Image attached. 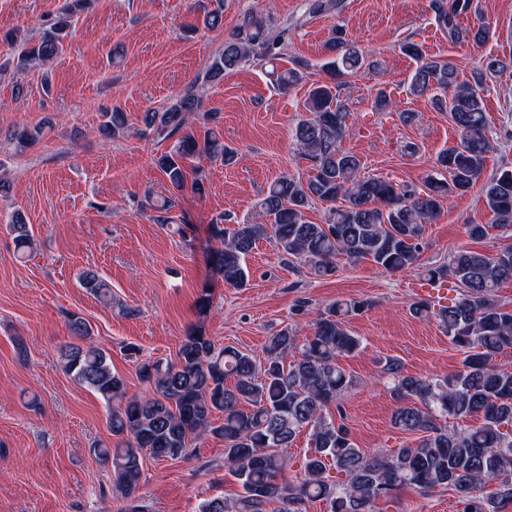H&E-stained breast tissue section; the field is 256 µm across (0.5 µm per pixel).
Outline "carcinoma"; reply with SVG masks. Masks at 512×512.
Returning a JSON list of instances; mask_svg holds the SVG:
<instances>
[{"label": "carcinoma", "mask_w": 512, "mask_h": 512, "mask_svg": "<svg viewBox=\"0 0 512 512\" xmlns=\"http://www.w3.org/2000/svg\"><path fill=\"white\" fill-rule=\"evenodd\" d=\"M92 2L63 0L36 39L18 29L7 32L0 42L9 48L16 70H42L51 64L63 52L75 18ZM469 2L434 0L435 21L457 41L480 42L489 37L488 27H458L457 18ZM287 41L288 28L276 25L271 16L244 14L202 75L164 111L143 114L138 134L174 139L172 149L156 160L172 190L185 185L186 160L203 155L228 166L237 156L217 130L219 113L205 106L210 84L251 59L271 67L269 76L281 91L306 78L309 64L304 60L293 58L291 67L278 68L276 60ZM325 50L326 78L311 85L307 116L294 131L308 177L284 175L269 185L258 202L272 217L269 224L234 222L229 216L211 224L212 237L220 242L211 253V267L228 286H246V258L263 239L273 241L287 262L302 263L322 277L336 271L339 255L369 260L392 274L417 265L425 225L437 219L449 196L465 195L478 183L487 155L496 150L482 92L487 81L512 68V58H490L471 72V80L460 82L453 63L427 56L408 38L402 52L417 63L408 93L428 94L434 107L448 112L457 144L436 157L424 195L408 184L362 175L360 157L343 146L352 114L339 92L348 78L372 69L373 63L345 38L340 25ZM99 133L123 138L131 127L115 109L104 113ZM44 134L40 125L23 126L13 130L11 141L21 152ZM483 190L495 225L511 227L512 167L500 168ZM316 200L329 204L322 224L307 220ZM142 206L154 212L155 223H174L172 200L158 205L147 194ZM8 228L17 249L33 248L34 236L21 213L12 214ZM423 275L430 282L453 280L458 295L439 307L421 299L410 311L435 320L464 358L457 372L443 378L405 376L398 359H386L382 373L398 404L394 425L418 439L409 448L380 457L357 448L348 428L330 412L332 406L340 409L341 398L356 385L337 358L360 349L361 340L347 324L371 306L367 299L338 301L317 310L312 334L302 341L291 328L278 331L269 338L260 365L232 346L215 348L201 333L186 336L176 359L166 363L143 360L139 348L128 346L126 356L136 363L148 388L147 395L133 397L127 396L124 379L112 372L110 356L85 343L88 324L70 316L68 328L77 342L62 349V368L107 405L115 443L97 444L93 452L112 467V490L132 500L142 479L143 455L185 460L194 441L217 436L224 439V466L243 493L233 501L211 498L201 512H266L272 503L280 505L279 512H306V504L318 500L326 502L328 512H379L382 500L402 488L419 493L452 489L462 512H498L501 502L512 501V364L502 362L512 350V308L499 303L496 293L503 283L512 282V245L493 256L458 250L448 262L424 268ZM82 284L103 303H112V286L98 274L84 272ZM216 413L223 415L219 425L213 420ZM474 416L480 418L479 425H456ZM306 427L314 455L306 458L300 475L288 479L285 450ZM329 465L344 474L343 481L326 479Z\"/></svg>", "instance_id": "obj_1"}]
</instances>
